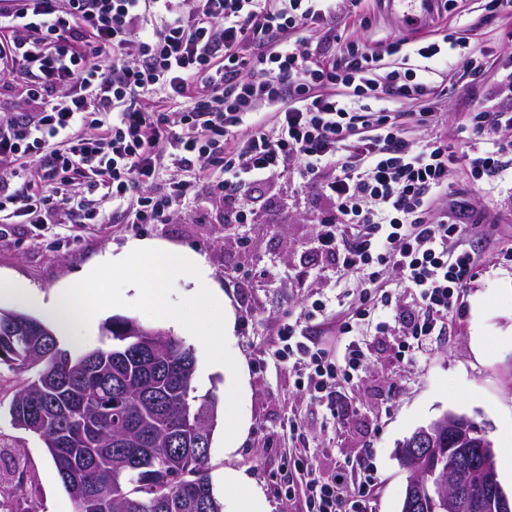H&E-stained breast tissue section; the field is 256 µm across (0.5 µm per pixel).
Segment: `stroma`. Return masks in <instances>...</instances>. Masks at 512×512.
Wrapping results in <instances>:
<instances>
[{"instance_id":"1","label":"stroma","mask_w":512,"mask_h":512,"mask_svg":"<svg viewBox=\"0 0 512 512\" xmlns=\"http://www.w3.org/2000/svg\"><path fill=\"white\" fill-rule=\"evenodd\" d=\"M450 34L460 49L447 58L424 59L416 50ZM402 43L399 53L388 44ZM377 54L384 66L414 69L432 89L423 99L389 98L393 121L409 140L442 137L455 148L479 141L512 140V131L473 136L469 125L476 108L497 111L512 106V91L500 85V69L512 61V9L488 15L484 0H434L417 27L403 28L385 0H362L351 8L336 0L331 28L315 33L311 50L326 57L346 45ZM482 59L479 77L465 73L467 58ZM460 73L450 85L449 71ZM431 112L423 125L415 114ZM464 200L468 210L465 244L478 262L459 309L441 335L423 339L412 357L399 359L403 339L400 322L386 334L374 325L362 328L366 369L357 385L340 386L336 399L345 405V422L334 419L323 400L297 390L295 376L278 361L276 333L289 322L301 323L307 337L331 354L344 352L339 325L357 304L365 283L343 271L335 252L318 241V224L333 205L295 173L275 174L241 187L239 204L249 212L245 224L227 223L223 198L209 177H202L192 207L179 210L166 224H130L112 212L102 224H0V280L23 283L30 294L50 301L93 265L118 253L132 240L186 251L202 258L212 282L223 293L234 317L229 350L235 358L242 394L241 428L231 451L221 445L215 429L208 474L215 495L232 512L235 499L256 492L265 512H307L300 476L293 466L295 451H305L322 475L341 472L349 460L373 463L382 488L375 512H400L407 472L396 457L398 444L418 427L448 411L471 418L494 446L512 435V159L495 177L476 178L465 162L448 170V188L435 197L433 216H441L450 200ZM125 305L100 311L89 328L73 326L61 337L63 347L89 351L104 341L102 325L128 318L156 329L163 321ZM324 309L310 317L314 301ZM178 338L194 350L196 394L228 393L223 371L206 365L201 343L186 330ZM298 419L303 430L290 433ZM0 448L21 456L28 481L38 493L35 512H73L71 500L41 442L15 429L0 413ZM242 474L239 486H225V471ZM292 488L285 496L284 488Z\"/></svg>"}]
</instances>
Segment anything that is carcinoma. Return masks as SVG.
<instances>
[{
  "instance_id": "carcinoma-1",
  "label": "carcinoma",
  "mask_w": 512,
  "mask_h": 512,
  "mask_svg": "<svg viewBox=\"0 0 512 512\" xmlns=\"http://www.w3.org/2000/svg\"><path fill=\"white\" fill-rule=\"evenodd\" d=\"M75 353L48 324L0 312L8 415L47 449L74 512H224L207 474L218 399L193 395L194 351L132 319Z\"/></svg>"
}]
</instances>
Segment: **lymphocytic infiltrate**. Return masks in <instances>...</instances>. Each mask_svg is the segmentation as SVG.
<instances>
[{
	"mask_svg": "<svg viewBox=\"0 0 512 512\" xmlns=\"http://www.w3.org/2000/svg\"><path fill=\"white\" fill-rule=\"evenodd\" d=\"M333 11V0H0V77L23 68L29 99L43 105L24 115L0 102V157L37 159L14 187L0 185V224H51L61 213L83 224L109 206L130 223L163 224L194 200L198 176L215 173V191L230 200L294 163L335 207L318 228L321 245L341 249L342 267L365 282L391 269L420 301L405 336L432 335L457 309L475 260L460 244L463 205L433 220L429 199L456 160L480 178L501 171L512 141L460 154L438 137L410 143L371 105L429 95L415 72L380 73L377 57L351 46L318 61L308 41H291ZM144 95L155 106L140 105ZM160 180L164 193H143ZM76 181L100 189L96 209L69 194ZM391 304L381 297L344 321L339 359L302 340L298 324L283 326L277 356L297 389L328 397L358 379L361 327L385 332L374 316ZM294 466L308 512H374L378 477L366 462L332 478L303 457Z\"/></svg>",
	"mask_w": 512,
	"mask_h": 512,
	"instance_id": "obj_1",
	"label": "lymphocytic infiltrate"
}]
</instances>
